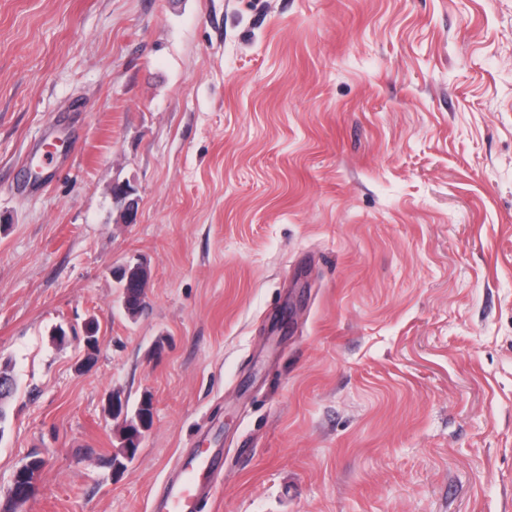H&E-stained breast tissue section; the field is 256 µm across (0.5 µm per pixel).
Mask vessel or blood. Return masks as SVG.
Returning a JSON list of instances; mask_svg holds the SVG:
<instances>
[{"label": "vessel or blood", "instance_id": "vessel-or-blood-1", "mask_svg": "<svg viewBox=\"0 0 512 512\" xmlns=\"http://www.w3.org/2000/svg\"><path fill=\"white\" fill-rule=\"evenodd\" d=\"M221 470L219 454L189 457L180 477L167 486L162 500L157 503L158 512H195L202 495L208 493L212 479Z\"/></svg>", "mask_w": 512, "mask_h": 512}]
</instances>
